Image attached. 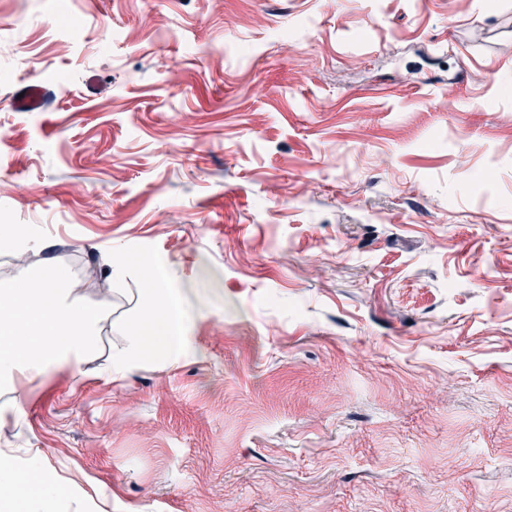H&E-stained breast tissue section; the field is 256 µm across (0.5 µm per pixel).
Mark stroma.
I'll use <instances>...</instances> for the list:
<instances>
[{"instance_id": "stroma-1", "label": "stroma", "mask_w": 512, "mask_h": 512, "mask_svg": "<svg viewBox=\"0 0 512 512\" xmlns=\"http://www.w3.org/2000/svg\"><path fill=\"white\" fill-rule=\"evenodd\" d=\"M1 224L102 311L0 383L43 512H512V0H0ZM20 93L24 96L18 98ZM47 92L39 83H32L19 92L12 98V107L19 112H41L45 109ZM112 271L118 276L136 271L143 279L151 275L152 284L156 283L154 266L146 258L131 260L117 255L112 260ZM148 292L149 306L139 320L137 332L115 356L117 365L138 360H170L189 348L187 311L177 288L170 282L156 283Z\"/></svg>"}]
</instances>
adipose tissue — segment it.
Returning <instances> with one entry per match:
<instances>
[{"mask_svg": "<svg viewBox=\"0 0 512 512\" xmlns=\"http://www.w3.org/2000/svg\"><path fill=\"white\" fill-rule=\"evenodd\" d=\"M99 310L69 301L52 268L34 287L0 288V379L79 364L92 350ZM187 311L172 283L149 291V306L117 363L173 359L189 347ZM30 481L0 456V512H34Z\"/></svg>", "mask_w": 512, "mask_h": 512, "instance_id": "1", "label": "adipose tissue"}]
</instances>
